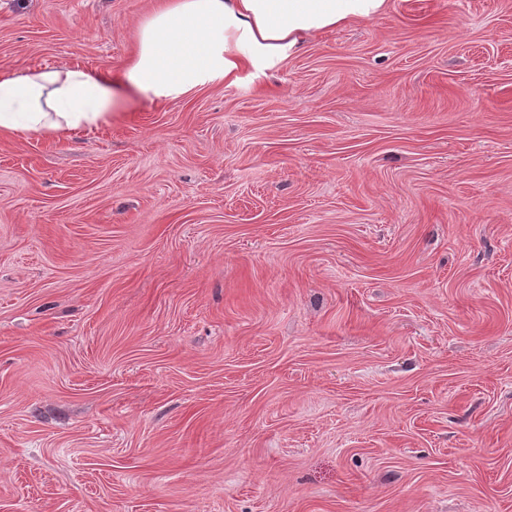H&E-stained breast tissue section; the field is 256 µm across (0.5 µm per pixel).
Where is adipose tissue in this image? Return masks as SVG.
<instances>
[{"mask_svg":"<svg viewBox=\"0 0 512 512\" xmlns=\"http://www.w3.org/2000/svg\"><path fill=\"white\" fill-rule=\"evenodd\" d=\"M388 0H166L139 26L133 62L94 73L57 64L0 71V134L56 141L110 124L124 89L174 100L245 67L271 68L324 30L384 13Z\"/></svg>","mask_w":512,"mask_h":512,"instance_id":"adipose-tissue-1","label":"adipose tissue"}]
</instances>
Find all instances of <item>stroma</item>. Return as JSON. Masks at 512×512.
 Instances as JSON below:
<instances>
[{
    "label": "stroma",
    "instance_id": "obj_1",
    "mask_svg": "<svg viewBox=\"0 0 512 512\" xmlns=\"http://www.w3.org/2000/svg\"><path fill=\"white\" fill-rule=\"evenodd\" d=\"M159 2L0 0V68ZM0 512H512V0L0 135Z\"/></svg>",
    "mask_w": 512,
    "mask_h": 512
}]
</instances>
